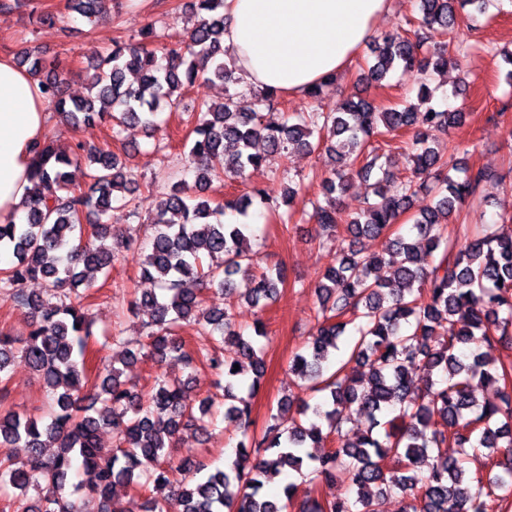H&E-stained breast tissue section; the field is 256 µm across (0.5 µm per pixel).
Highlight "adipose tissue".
I'll return each instance as SVG.
<instances>
[{
    "mask_svg": "<svg viewBox=\"0 0 512 512\" xmlns=\"http://www.w3.org/2000/svg\"><path fill=\"white\" fill-rule=\"evenodd\" d=\"M390 9L391 0H224V46L241 88L300 96L343 72ZM48 118L38 80L0 56V223L25 212L32 147Z\"/></svg>",
    "mask_w": 512,
    "mask_h": 512,
    "instance_id": "ef3b65f1",
    "label": "adipose tissue"
}]
</instances>
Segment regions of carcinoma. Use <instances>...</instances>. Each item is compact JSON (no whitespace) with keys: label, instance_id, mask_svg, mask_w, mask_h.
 <instances>
[{"label":"carcinoma","instance_id":"obj_1","mask_svg":"<svg viewBox=\"0 0 512 512\" xmlns=\"http://www.w3.org/2000/svg\"><path fill=\"white\" fill-rule=\"evenodd\" d=\"M69 2L91 22L110 0ZM417 3V28L374 39L373 60L359 80L379 83L398 68L415 71L418 98L425 102L435 76L463 64L462 49L443 37L460 27L461 11L482 14L488 0ZM192 6L198 20L185 38L159 47L160 35L149 23L136 43L115 42L96 57L86 98L65 96L69 71L38 51L26 52L19 63L71 124L108 119L116 138L132 125L152 132L161 106L184 108L185 86L198 80L239 84L235 59L224 49V0H194ZM129 74L136 80L128 81ZM279 100L271 89L236 90L191 107L187 161L194 183L176 181L161 199L140 266V277L157 289L130 301L132 310L149 309L151 322L133 345L118 333L103 336L104 347L128 346V362L174 359L190 371L206 365L224 377V419L241 440L235 459L214 471L195 459L171 458L182 432L205 429L213 398L194 409L186 381L157 374L144 393L122 379L115 364H88L95 334L87 291L113 258L107 244L112 225L104 217L117 202L138 214L136 175L106 143L60 146L47 135L33 147V195L25 214L18 224H0V250L12 256L0 268V296L28 315L30 330L25 336L0 332V376L22 357L42 382L52 413L46 421L7 407L0 389V477L21 494L7 504L14 512H82L74 493L66 492L73 475L84 476L76 490L98 501L97 512H124L114 495L118 485L161 493L146 498L145 512H167L174 498L181 512H379L380 495L388 492L400 494V512H512V364L482 351L512 333V216L485 226L462 248L448 234L450 218L492 178L486 168L461 159L448 164L439 148V135L465 113L381 107L363 97L343 99L329 112H301L292 122L267 120L256 110L260 105L275 112ZM409 130L412 176L395 186L391 156L372 143ZM292 147L331 157L321 181L324 201L311 202L309 218L318 228L330 237L341 231L356 240L384 236L386 243L373 253L342 249L322 273L315 286L317 326L289 370L326 395L313 404L283 396L257 435L250 431L252 397L265 361L255 338L267 331L259 320L255 337L242 335L232 307L244 299L262 310L285 285L278 263L253 272L258 260L251 239L257 234L247 223L249 210L256 199L268 203L270 194L254 188L216 202L203 192L215 181L241 179L251 168L287 158ZM74 169L85 170V182H74ZM375 170L380 176L368 184L361 212L343 215L339 196L354 176L367 179ZM421 191L432 196L430 204L413 216L407 234L389 236ZM229 211L241 223H225ZM381 267L391 270L384 282L376 277ZM241 272L249 282L242 292L235 288ZM33 280L45 282L46 292L28 291ZM204 287L224 294V308L203 306ZM444 323L457 330L438 333ZM191 325L208 341L187 344L178 331ZM348 330L346 363L327 375ZM349 363L361 368L360 375L344 373ZM414 371L427 376L421 393L410 388ZM245 382L249 393L243 397L236 390ZM355 408L367 426L351 438L343 425ZM104 428L112 429L116 448L98 445ZM450 444L461 456H448ZM17 447L25 448L20 460L12 454ZM482 448L488 471L471 478L465 455ZM286 473L308 481L314 494L296 498L291 482L281 498L263 493ZM338 484L348 487L347 495L332 493ZM31 490L37 493L33 504L26 499Z\"/></svg>","mask_w":512,"mask_h":512}]
</instances>
